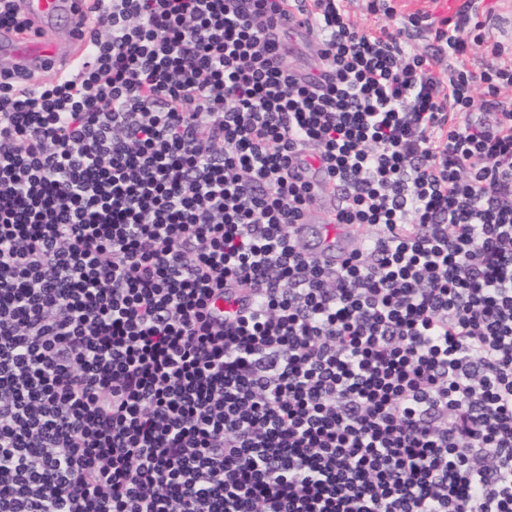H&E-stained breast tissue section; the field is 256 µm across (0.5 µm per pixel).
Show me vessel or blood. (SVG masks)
Returning <instances> with one entry per match:
<instances>
[{
  "label": "vessel or blood",
  "mask_w": 512,
  "mask_h": 512,
  "mask_svg": "<svg viewBox=\"0 0 512 512\" xmlns=\"http://www.w3.org/2000/svg\"><path fill=\"white\" fill-rule=\"evenodd\" d=\"M25 12L36 28L32 34L0 35V52L9 55L15 66L38 72L73 64L89 47L83 35L86 6L83 0H22ZM305 161L315 176L319 196L298 236L310 252L329 266L340 264L359 235L356 228L329 224L334 197L328 175L314 154Z\"/></svg>",
  "instance_id": "b4317fda"
}]
</instances>
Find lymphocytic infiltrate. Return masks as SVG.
<instances>
[{
	"mask_svg": "<svg viewBox=\"0 0 512 512\" xmlns=\"http://www.w3.org/2000/svg\"><path fill=\"white\" fill-rule=\"evenodd\" d=\"M288 2L95 0L0 74V512H512V46L312 0L301 71ZM369 0H350L349 2V11L351 15V19L357 22L358 24H364L369 28H375L377 24H385L387 21L382 13H379L377 18L371 15L367 11V2ZM289 36V42L294 49L288 58L290 64L301 70H306L319 62L315 43L306 41L300 34H290ZM292 47L290 46V51ZM305 162L315 176L319 196L307 216L306 223L298 224L297 234L310 252L317 255L324 263L334 267L349 254L354 239L360 234L354 227H335L333 224L327 223L328 216L334 207L331 185L326 182L329 180V176L314 154L308 153L305 156Z\"/></svg>",
	"mask_w": 512,
	"mask_h": 512,
	"instance_id": "1",
	"label": "lymphocytic infiltrate"
}]
</instances>
